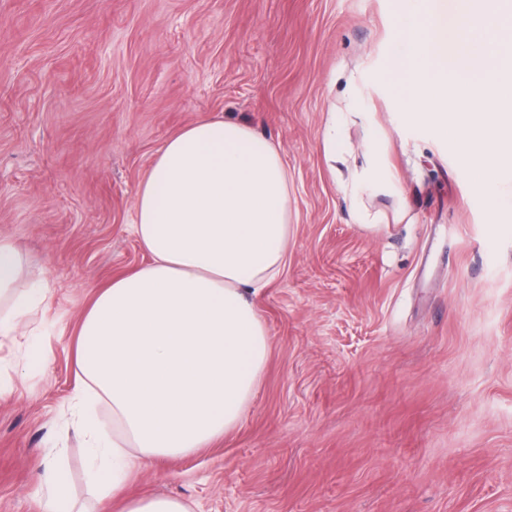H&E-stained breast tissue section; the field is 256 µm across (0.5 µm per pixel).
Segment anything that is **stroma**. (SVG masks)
<instances>
[{
    "instance_id": "obj_1",
    "label": "stroma",
    "mask_w": 512,
    "mask_h": 512,
    "mask_svg": "<svg viewBox=\"0 0 512 512\" xmlns=\"http://www.w3.org/2000/svg\"><path fill=\"white\" fill-rule=\"evenodd\" d=\"M397 0H0V234L53 280L44 363L0 342V512H43L59 455L78 507L97 488L71 334L93 291L146 260L130 231L165 140L221 115L278 145L290 239L254 296L270 354L238 428L133 476L192 512H512V216L455 140L414 124L388 81ZM351 152L324 154L328 114ZM381 152L403 196L355 224L335 177Z\"/></svg>"
}]
</instances>
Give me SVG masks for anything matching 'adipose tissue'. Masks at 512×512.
Instances as JSON below:
<instances>
[{
	"instance_id": "obj_1",
	"label": "adipose tissue",
	"mask_w": 512,
	"mask_h": 512,
	"mask_svg": "<svg viewBox=\"0 0 512 512\" xmlns=\"http://www.w3.org/2000/svg\"><path fill=\"white\" fill-rule=\"evenodd\" d=\"M376 161L339 187L364 228L381 218L363 203L381 181ZM132 232L147 263L93 295L74 330L69 413L84 434L99 488L95 512H189L167 495L123 497L134 471L184 457L234 431L269 358L251 296L288 254V170L278 148L246 124L214 116L172 133L140 183ZM34 261L0 235V338L46 315L54 289ZM112 412V427L96 417ZM47 512H74L66 470L34 467Z\"/></svg>"
}]
</instances>
